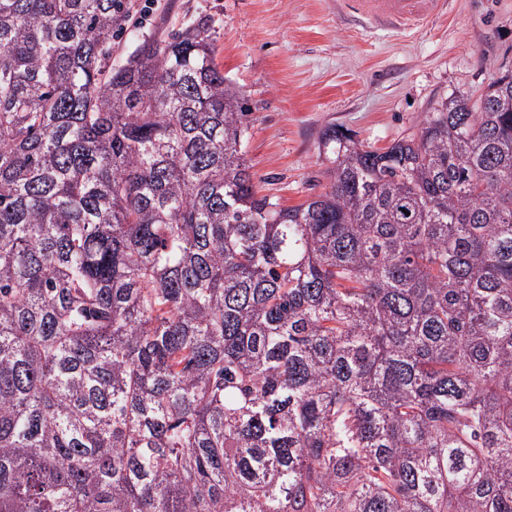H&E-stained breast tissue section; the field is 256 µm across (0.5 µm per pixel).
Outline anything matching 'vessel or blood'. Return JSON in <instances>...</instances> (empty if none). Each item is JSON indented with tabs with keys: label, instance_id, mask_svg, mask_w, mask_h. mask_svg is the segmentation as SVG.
Instances as JSON below:
<instances>
[{
	"label": "vessel or blood",
	"instance_id": "b4317fda",
	"mask_svg": "<svg viewBox=\"0 0 512 512\" xmlns=\"http://www.w3.org/2000/svg\"><path fill=\"white\" fill-rule=\"evenodd\" d=\"M355 17L377 26L404 29L443 13L447 0H344Z\"/></svg>",
	"mask_w": 512,
	"mask_h": 512
}]
</instances>
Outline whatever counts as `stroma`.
Masks as SVG:
<instances>
[{"mask_svg":"<svg viewBox=\"0 0 512 512\" xmlns=\"http://www.w3.org/2000/svg\"><path fill=\"white\" fill-rule=\"evenodd\" d=\"M341 0H127L122 65L146 38L208 19L216 62L251 110L244 151L260 194L293 207L325 192L328 128L374 150L416 132L438 102L479 98L512 72V0H450L413 29H364Z\"/></svg>","mask_w":512,"mask_h":512,"instance_id":"stroma-1","label":"stroma"}]
</instances>
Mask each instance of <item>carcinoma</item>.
<instances>
[{
  "label": "carcinoma",
  "mask_w": 512,
  "mask_h": 512,
  "mask_svg": "<svg viewBox=\"0 0 512 512\" xmlns=\"http://www.w3.org/2000/svg\"><path fill=\"white\" fill-rule=\"evenodd\" d=\"M127 21L0 0V512H512V74L285 208Z\"/></svg>",
  "instance_id": "carcinoma-1"
}]
</instances>
